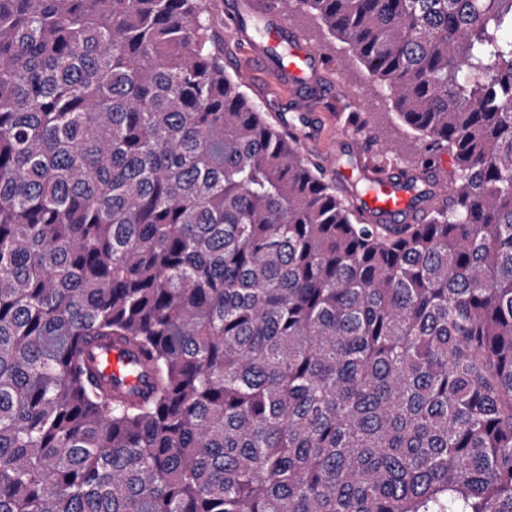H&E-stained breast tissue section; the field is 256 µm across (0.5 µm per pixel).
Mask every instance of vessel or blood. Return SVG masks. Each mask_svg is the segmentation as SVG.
Wrapping results in <instances>:
<instances>
[{
    "instance_id": "b4317fda",
    "label": "vessel or blood",
    "mask_w": 512,
    "mask_h": 512,
    "mask_svg": "<svg viewBox=\"0 0 512 512\" xmlns=\"http://www.w3.org/2000/svg\"><path fill=\"white\" fill-rule=\"evenodd\" d=\"M262 14L269 27V37L265 47L259 51L262 61H270L271 49L286 42L290 45L287 57L282 58L276 65L275 71L280 80L293 86H306L318 76L322 63L320 54L304 45L295 28L288 20V15L279 0H265ZM290 111L296 112L303 128L309 134H316L319 116L314 112L309 100L292 99ZM379 188L363 195L360 206L369 213L391 223L421 222L427 209V203L417 197L406 185L404 175L379 176ZM89 354L96 365L101 368V375L107 383L119 384L125 390H135L141 387L140 379L126 375L125 369L131 361L130 353L118 348L103 345L90 348Z\"/></svg>"
}]
</instances>
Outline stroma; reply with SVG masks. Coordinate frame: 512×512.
I'll return each mask as SVG.
<instances>
[{"label": "stroma", "instance_id": "stroma-1", "mask_svg": "<svg viewBox=\"0 0 512 512\" xmlns=\"http://www.w3.org/2000/svg\"><path fill=\"white\" fill-rule=\"evenodd\" d=\"M294 24L304 43L326 59L327 68L319 77L320 84L339 86L349 93L343 103H326L320 97H313L321 124L317 140L308 145L309 157L316 160L334 150L337 135L345 132L353 139L351 154L364 158L387 155V168L392 172L412 167L421 142L396 115L389 91L372 80L360 62L349 59L346 44L329 34L315 15L299 14ZM259 46V40L252 34L244 38L225 36L224 68L231 75H245L244 90L249 99L276 117L282 112V100L300 95L301 90L284 87L271 68L258 65L255 54ZM365 111L369 112L374 126L370 132L357 128L349 119L350 113Z\"/></svg>", "mask_w": 512, "mask_h": 512}]
</instances>
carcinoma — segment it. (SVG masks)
Wrapping results in <instances>:
<instances>
[{"mask_svg": "<svg viewBox=\"0 0 512 512\" xmlns=\"http://www.w3.org/2000/svg\"><path fill=\"white\" fill-rule=\"evenodd\" d=\"M283 8L427 142L423 222L267 119L211 0H0V512H512V0ZM91 356L96 365L101 366V375L104 380L112 386L119 381V387L125 390H135L142 386L139 378L125 376L124 371L131 361V354L118 348L103 345L98 348L94 346L85 350L84 356Z\"/></svg>", "mask_w": 512, "mask_h": 512, "instance_id": "carcinoma-1", "label": "carcinoma"}]
</instances>
